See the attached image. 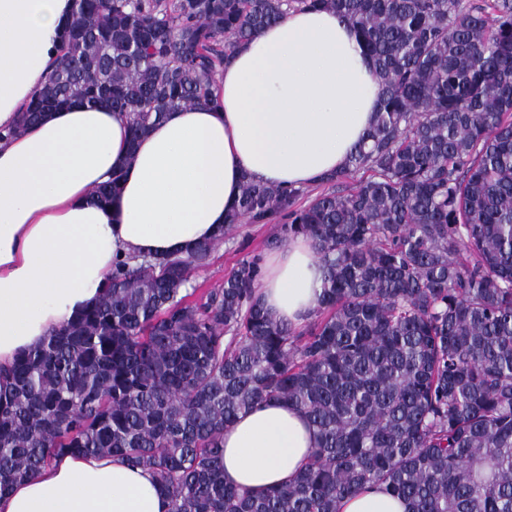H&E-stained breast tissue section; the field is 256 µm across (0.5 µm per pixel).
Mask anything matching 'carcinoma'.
<instances>
[{
    "mask_svg": "<svg viewBox=\"0 0 512 512\" xmlns=\"http://www.w3.org/2000/svg\"><path fill=\"white\" fill-rule=\"evenodd\" d=\"M293 9L354 28L381 87L366 135L308 204L245 182L218 238L117 261L22 353L0 383L1 495L59 457L112 454L155 475L169 512H338L366 485L409 512H512V0H73L13 134L107 101L134 142L212 101L234 49ZM272 216V244L307 236L324 269L298 328L265 311L255 257L199 295L192 281ZM267 401L302 412L316 448L293 483L242 492L224 428Z\"/></svg>",
    "mask_w": 512,
    "mask_h": 512,
    "instance_id": "carcinoma-1",
    "label": "carcinoma"
}]
</instances>
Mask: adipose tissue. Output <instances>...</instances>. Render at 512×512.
<instances>
[{"label": "adipose tissue", "instance_id": "adipose-tissue-1", "mask_svg": "<svg viewBox=\"0 0 512 512\" xmlns=\"http://www.w3.org/2000/svg\"><path fill=\"white\" fill-rule=\"evenodd\" d=\"M71 0H0V129L43 84ZM352 27L328 11L292 10L238 49L217 105L181 107L137 143L109 103L48 113L0 141V368L44 343L100 297L117 257L186 255L217 237L245 181L316 185L339 170L380 102ZM121 170L109 203L93 190ZM323 268L312 239L265 256L261 302L302 324ZM316 446L303 413L266 402L224 430V478L259 492L293 481ZM367 487L339 512H408ZM155 477L119 457L71 456L0 496V512H168Z\"/></svg>", "mask_w": 512, "mask_h": 512}]
</instances>
